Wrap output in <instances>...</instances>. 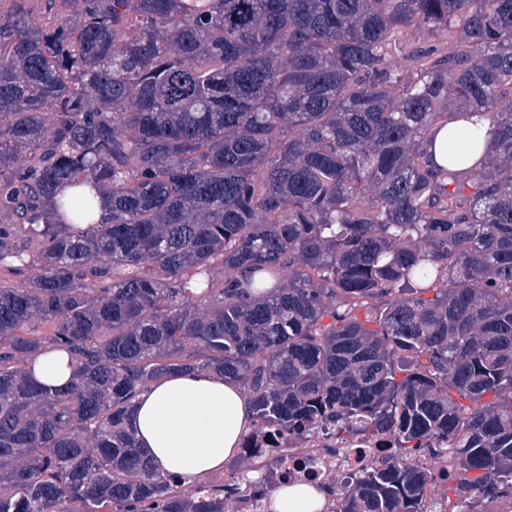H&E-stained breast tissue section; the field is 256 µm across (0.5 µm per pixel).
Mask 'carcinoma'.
<instances>
[{
    "label": "carcinoma",
    "mask_w": 512,
    "mask_h": 512,
    "mask_svg": "<svg viewBox=\"0 0 512 512\" xmlns=\"http://www.w3.org/2000/svg\"><path fill=\"white\" fill-rule=\"evenodd\" d=\"M412 26L455 51L399 70ZM473 114L484 163L435 165L433 126ZM47 346L63 388L26 371ZM183 371L242 384V448L391 437L336 512L512 500V0L0 14V512L245 501L257 481L187 486L127 428Z\"/></svg>",
    "instance_id": "1"
}]
</instances>
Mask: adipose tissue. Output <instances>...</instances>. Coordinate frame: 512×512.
<instances>
[{
	"label": "adipose tissue",
	"instance_id": "1",
	"mask_svg": "<svg viewBox=\"0 0 512 512\" xmlns=\"http://www.w3.org/2000/svg\"><path fill=\"white\" fill-rule=\"evenodd\" d=\"M489 128L455 119L436 130L430 149L436 165L455 160L469 172L482 154ZM30 366L39 382L69 384L73 362L61 350L47 349ZM253 425L250 398L238 383L218 374L179 372L161 378L137 398L127 426L143 454L163 473L182 476L185 484L222 471L239 451ZM326 491L307 484L283 487L270 499L272 512H322Z\"/></svg>",
	"mask_w": 512,
	"mask_h": 512
}]
</instances>
